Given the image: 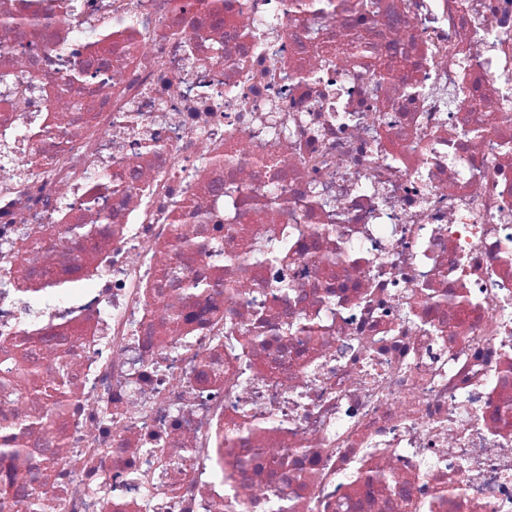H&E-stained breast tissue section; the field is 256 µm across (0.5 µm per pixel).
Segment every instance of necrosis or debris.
Wrapping results in <instances>:
<instances>
[{
    "mask_svg": "<svg viewBox=\"0 0 512 512\" xmlns=\"http://www.w3.org/2000/svg\"><path fill=\"white\" fill-rule=\"evenodd\" d=\"M311 2L0 0V512H512V0Z\"/></svg>",
    "mask_w": 512,
    "mask_h": 512,
    "instance_id": "1",
    "label": "necrosis or debris"
}]
</instances>
